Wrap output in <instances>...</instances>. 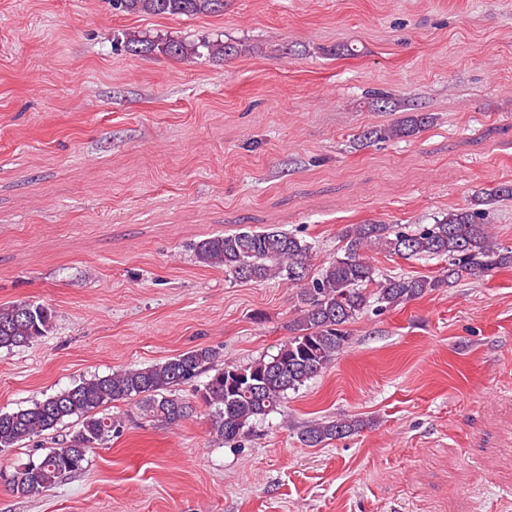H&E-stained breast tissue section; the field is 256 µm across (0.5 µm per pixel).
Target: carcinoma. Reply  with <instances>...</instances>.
Segmentation results:
<instances>
[{
	"label": "carcinoma",
	"instance_id": "cac0c4a2",
	"mask_svg": "<svg viewBox=\"0 0 512 512\" xmlns=\"http://www.w3.org/2000/svg\"><path fill=\"white\" fill-rule=\"evenodd\" d=\"M114 14L196 16L217 13L224 0H109ZM125 47L135 53L158 51L181 59L229 56L239 48L219 40L202 39L192 45L177 40H153L126 32ZM426 112H410L400 121L368 128L369 141H399L432 125ZM512 199V184L500 183L473 196L432 224H352L341 234L342 254L322 266L314 276L308 267L312 243L292 232L244 230L210 236L196 244V259L205 266L224 267L242 280L288 281L298 289L299 306L289 322L292 336L277 353L246 364L226 362L203 388L198 399L211 409L215 434L226 443L244 438L253 425L279 413L288 393L297 391L327 369L349 341L345 326L363 314L370 301L395 308L439 288H446L463 273L491 276L512 267V247L498 244L485 224V206ZM378 250L405 260L441 258L447 262L435 276L399 274L383 276L368 258ZM52 310L34 301L0 305V348L25 346L50 329ZM217 352L192 347L163 362L128 367L95 376L49 395L30 406L0 413V449L25 441L76 419L71 436L46 454L30 459L9 475L12 490L38 496L63 476L81 471L88 453L120 428L119 420L101 412L109 403L134 400L154 421L176 424L193 415L194 406L176 395V388L195 379L212 363ZM366 423L356 418H336L304 426L300 441L309 448L360 432Z\"/></svg>",
	"mask_w": 512,
	"mask_h": 512
}]
</instances>
